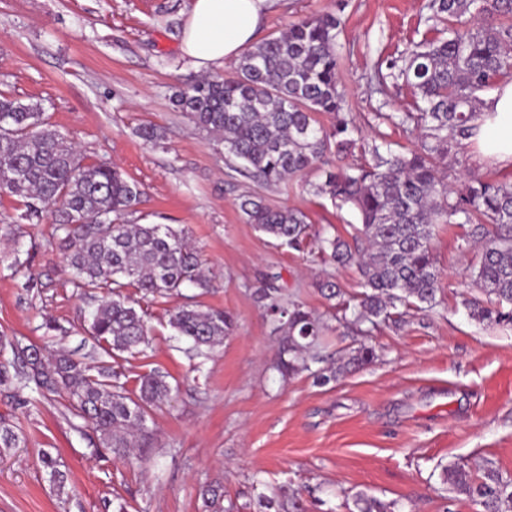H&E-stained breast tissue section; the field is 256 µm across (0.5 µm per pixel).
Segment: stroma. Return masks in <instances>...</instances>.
Here are the masks:
<instances>
[{"label": "stroma", "mask_w": 512, "mask_h": 512, "mask_svg": "<svg viewBox=\"0 0 512 512\" xmlns=\"http://www.w3.org/2000/svg\"><path fill=\"white\" fill-rule=\"evenodd\" d=\"M428 0H278L262 18L257 40L305 15L343 20L339 75L348 110L365 141L384 134L392 149L415 145L409 126L383 120L410 112L414 96L388 77V65L428 34ZM193 0H0V90L41 101L50 123L85 162L107 161L137 181L140 214H159L185 228L211 271L212 286H192L147 303L152 342L121 365L128 382L153 371L175 392L149 422L158 446L148 461L96 453L97 438L57 396L0 387V418L21 443L0 447V512H199L198 488L220 481L241 512H256V491L301 494L306 512H349L364 492L398 502L401 512H483L450 494L441 469L457 461L476 475L512 479V329L486 328L463 301L477 297L470 270L480 237L471 224H439L431 247L444 274L438 304L408 310L368 340L378 358L325 386L309 373L282 379L273 326L255 292L276 281L289 300L325 324L319 350L338 367L360 336L336 321L318 291L333 279L346 297L362 291L355 268L300 253L248 224L239 195L260 191L268 203L304 212L312 229L355 239L353 209L337 208L314 185L312 170L278 186L257 188L224 146L199 132L171 104L175 89L202 77L182 51ZM159 127L161 144L137 134ZM23 200L0 195V362L15 349L74 352L89 365L104 354L90 338L102 293L77 289L55 242L50 218L17 223ZM27 262L38 278L14 271ZM219 308L234 329L207 355L177 339L171 313L186 297ZM69 476L57 492L42 451Z\"/></svg>", "instance_id": "stroma-1"}]
</instances>
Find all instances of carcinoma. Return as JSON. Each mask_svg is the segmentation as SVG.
Returning a JSON list of instances; mask_svg holds the SVG:
<instances>
[{
    "mask_svg": "<svg viewBox=\"0 0 512 512\" xmlns=\"http://www.w3.org/2000/svg\"><path fill=\"white\" fill-rule=\"evenodd\" d=\"M430 29L444 36L424 38L405 58L391 66L389 77L410 86L422 103L417 112L390 122L414 123L418 146L403 152L368 148L372 161L350 169L323 170L316 191L327 194L357 214L356 237L367 247L351 249L323 229L314 235L319 253L334 263L356 266L365 292L355 305L340 303L343 320L362 335L402 315L399 308L424 311L436 305L442 288L431 239L437 224H488L473 284L485 299L464 300L471 317L487 327L512 323V183L467 173L453 191L439 173L454 143L471 130L477 93L512 81V0H429ZM342 22L334 14L307 16L286 30L246 48L233 70L176 92L174 105L195 127L224 144L225 153L241 160L261 186L277 185L303 174L328 156L351 151L356 144L353 120L340 88L337 37ZM334 116L327 129L317 115ZM24 199L21 218L40 220L51 208L62 235L57 248L74 273V286L103 290L92 314L89 333L117 360L149 345L147 312L141 302L179 293L186 285L206 290L200 254L185 233L170 224L129 220L137 213L143 190L112 163H86L72 144L45 118L41 102L0 93V194ZM248 223L295 250L309 239L307 216L296 209L273 207L254 193L240 198ZM132 288L135 300L124 294ZM279 333L277 371L286 379L308 371L318 385L336 380L338 370H311L323 324L311 311L288 301L270 284L258 292ZM175 335L191 342L203 355L221 345L233 319L220 309L205 307L191 296L169 319ZM25 370L10 373L0 364V386L32 383L42 394H56L70 412L98 434L99 444L115 459L154 447L147 426L151 412L172 392L167 376L152 372L129 390L124 373L107 361L91 367L60 350L46 359L40 350L22 351ZM375 349L360 345L347 364H368ZM20 443L13 426L0 420V447ZM43 467L61 491L68 475L50 453ZM443 484L481 505L485 512H512V480L489 472L477 480L464 462L442 469ZM201 512H239L219 484L199 490ZM257 512H305L302 502L286 495L256 497ZM356 512H397V503L365 493L353 498Z\"/></svg>",
    "mask_w": 512,
    "mask_h": 512,
    "instance_id": "carcinoma-1",
    "label": "carcinoma"
}]
</instances>
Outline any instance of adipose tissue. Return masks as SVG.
<instances>
[{"mask_svg":"<svg viewBox=\"0 0 512 512\" xmlns=\"http://www.w3.org/2000/svg\"><path fill=\"white\" fill-rule=\"evenodd\" d=\"M276 0H194L182 42L183 53L200 70L223 66L251 46L261 18ZM461 150L473 166L512 170V82L483 98Z\"/></svg>","mask_w":512,"mask_h":512,"instance_id":"obj_1","label":"adipose tissue"}]
</instances>
